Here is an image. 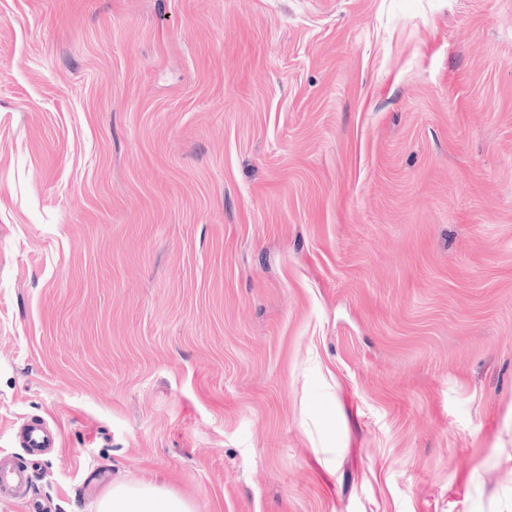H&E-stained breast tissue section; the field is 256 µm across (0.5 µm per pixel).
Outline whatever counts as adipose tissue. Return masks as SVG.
Wrapping results in <instances>:
<instances>
[{"instance_id":"adipose-tissue-1","label":"adipose tissue","mask_w":512,"mask_h":512,"mask_svg":"<svg viewBox=\"0 0 512 512\" xmlns=\"http://www.w3.org/2000/svg\"><path fill=\"white\" fill-rule=\"evenodd\" d=\"M96 512H191L183 499L151 481L113 486L97 502Z\"/></svg>"}]
</instances>
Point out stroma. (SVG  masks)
Segmentation results:
<instances>
[{"mask_svg": "<svg viewBox=\"0 0 512 512\" xmlns=\"http://www.w3.org/2000/svg\"><path fill=\"white\" fill-rule=\"evenodd\" d=\"M30 420L0 512H512V0H0ZM20 443L27 455L33 459L60 448V438L56 430L46 422H27L20 429ZM27 486V468L13 457L0 456V499H21ZM96 512H191L183 499L151 481L112 485L97 502Z\"/></svg>", "mask_w": 512, "mask_h": 512, "instance_id": "1", "label": "stroma"}]
</instances>
